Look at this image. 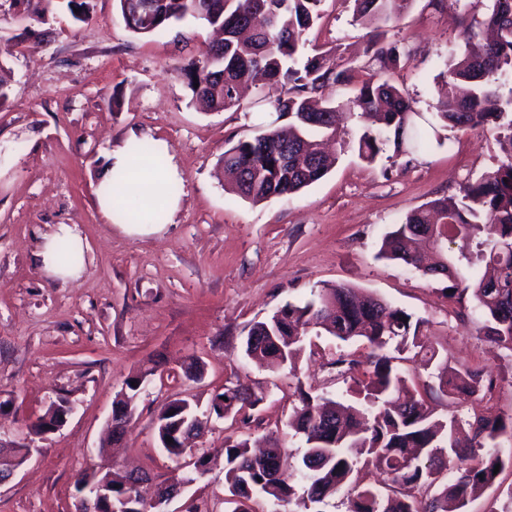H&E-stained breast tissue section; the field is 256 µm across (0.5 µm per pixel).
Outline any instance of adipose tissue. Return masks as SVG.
<instances>
[{
	"label": "adipose tissue",
	"mask_w": 512,
	"mask_h": 512,
	"mask_svg": "<svg viewBox=\"0 0 512 512\" xmlns=\"http://www.w3.org/2000/svg\"><path fill=\"white\" fill-rule=\"evenodd\" d=\"M126 171L129 186L144 191L154 206L160 207L164 213L174 214L180 205V199L171 194L169 187L178 179V167L170 163L163 168H151L133 158L130 151L120 149L113 152L108 173L99 182L97 202L104 217L130 235L152 234L162 232L159 224H146L126 216L123 197L113 187V175L117 171ZM66 241L75 250H82L81 237L69 224L57 225L55 230L44 236L38 256L44 273L54 279L76 280L82 270L76 265L63 264L57 256V245Z\"/></svg>",
	"instance_id": "1"
}]
</instances>
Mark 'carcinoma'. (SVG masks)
Wrapping results in <instances>:
<instances>
[{
  "label": "carcinoma",
  "mask_w": 512,
  "mask_h": 512,
  "mask_svg": "<svg viewBox=\"0 0 512 512\" xmlns=\"http://www.w3.org/2000/svg\"><path fill=\"white\" fill-rule=\"evenodd\" d=\"M126 27L149 36L191 17L224 31L209 43L201 58L181 70L191 101L212 111L239 105V90L260 87L261 101L281 127L269 123L254 136L224 151L227 191L254 204L272 197H290L324 178L336 161L320 149L339 137L336 114L356 116L358 157L373 164L388 148L393 157L413 159L448 145L446 131L490 127L505 146L498 166L463 189L461 198L444 196L406 214L382 239L377 256L448 280V298L473 301L475 319L491 343L512 351V0H489L480 24L493 40L479 53H465L446 63L445 95L425 114L414 108L407 91L371 75L355 85L354 96L315 103L313 94L328 85L349 84L354 67L337 48L319 52L299 65L296 56L305 32L320 18L322 0H150L151 18L132 21L141 0H117ZM354 21L373 28L366 48L369 60L383 72L400 64L403 52L385 42L390 10L410 8L413 0H350ZM199 87H194V83ZM438 248L423 250L430 233ZM425 320L373 294L345 286L322 285L304 302H287L268 317L250 324L247 356L291 368L296 366L311 332H325L341 342L361 339L370 352L366 360L340 354L329 361L337 375L354 385V400L335 401L296 387L298 403L288 416V432L301 437L306 450L292 464L272 446L256 455L247 438L225 439V483L236 498L234 512H251L247 502L262 499L266 512H282L296 503L304 512H326L330 500L349 486L347 512H448V502L462 509L478 488L495 480L503 464L493 442L512 438V416L491 419L475 415L465 421L468 442L455 437L460 420L434 417L429 400L492 395L496 384L480 369L452 367L425 342ZM397 355H392L389 350ZM417 350L425 367H435L437 386L406 388L398 354ZM263 398L240 386L226 385L207 412L239 415L251 422V411ZM70 402L51 403L30 426L45 433V419L55 421ZM199 413L187 398L165 404L155 428L160 446L170 457L183 448L165 447V439L181 415ZM374 468L387 476L391 493L363 485L359 474ZM112 487L113 506L141 512L147 503L143 477L113 467L101 475Z\"/></svg>",
  "instance_id": "1"
}]
</instances>
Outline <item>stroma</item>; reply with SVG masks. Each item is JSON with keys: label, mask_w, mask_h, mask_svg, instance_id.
Masks as SVG:
<instances>
[{"label": "stroma", "mask_w": 512, "mask_h": 512, "mask_svg": "<svg viewBox=\"0 0 512 512\" xmlns=\"http://www.w3.org/2000/svg\"><path fill=\"white\" fill-rule=\"evenodd\" d=\"M52 2L47 23L30 25L22 5L0 0V65L9 78V98L0 105V437L35 447L0 484V512H77L74 482L101 465L97 448L113 401L143 370L150 376L133 400L127 445L111 461L145 472L153 484L182 474L155 434L164 404L179 397L205 408L236 384L261 396L249 430L238 418L215 417L189 445L186 458L207 455L210 470L169 505L170 512H233L225 437H274L297 463L305 443L285 428L297 384L335 399L351 395L327 363L341 353L365 354L364 342L313 337L294 375L244 353L252 322L309 299L323 284L376 294L425 319L428 344L450 365L496 378L493 396L432 401L437 416H512V351L492 346L475 321L460 316L459 304L443 294L445 278L377 256L401 217L459 194L496 166L492 130L450 132V148L407 166L384 156L369 165L357 155L350 125L327 177L255 204L225 192L219 162L275 115L252 94L236 111L203 112L191 104L177 69L205 46L206 26L188 19L141 37L126 28L117 0H90L83 21L63 0ZM469 2L414 0L388 26V41L406 55L388 77L418 111H431L434 79L448 57L469 48L466 30L483 14ZM320 9L300 56L337 46L366 78L370 34L354 22L350 0H322ZM133 137L166 143L179 168L180 208L159 235H127L97 206L108 156ZM58 224L73 225L85 243L75 282L47 277L36 257L42 235ZM192 357L202 372L189 378L184 364ZM61 397L74 405L67 423L29 434V424ZM466 512H512L511 464Z\"/></svg>", "instance_id": "35a3bbf8"}]
</instances>
